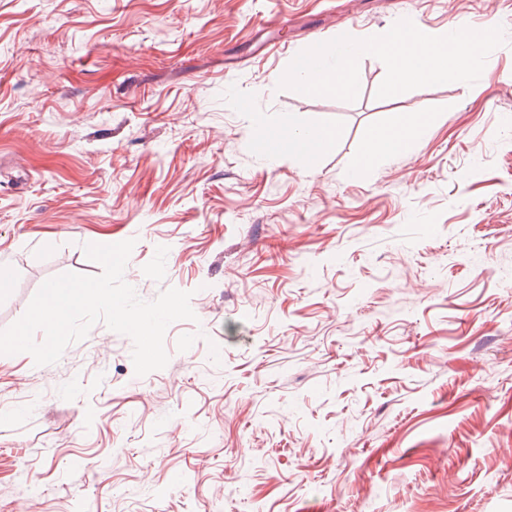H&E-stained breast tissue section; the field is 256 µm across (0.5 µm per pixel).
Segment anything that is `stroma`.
Returning a JSON list of instances; mask_svg holds the SVG:
<instances>
[{
  "label": "stroma",
  "instance_id": "stroma-1",
  "mask_svg": "<svg viewBox=\"0 0 512 512\" xmlns=\"http://www.w3.org/2000/svg\"><path fill=\"white\" fill-rule=\"evenodd\" d=\"M403 18L505 42L472 85L278 89ZM397 112L434 120L355 173ZM288 123L338 139L254 151ZM128 239L197 319L143 377L101 322L0 355V512H512V0H0V330ZM337 132L334 128L321 127L301 131L297 127L272 126L264 136L254 142V150L269 159L279 157L284 145H288V156L298 161H307L313 154L330 149L336 142Z\"/></svg>",
  "mask_w": 512,
  "mask_h": 512
}]
</instances>
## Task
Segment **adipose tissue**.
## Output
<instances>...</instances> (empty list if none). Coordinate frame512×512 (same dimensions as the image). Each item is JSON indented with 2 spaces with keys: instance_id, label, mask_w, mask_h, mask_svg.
<instances>
[{
  "instance_id": "adipose-tissue-1",
  "label": "adipose tissue",
  "mask_w": 512,
  "mask_h": 512,
  "mask_svg": "<svg viewBox=\"0 0 512 512\" xmlns=\"http://www.w3.org/2000/svg\"><path fill=\"white\" fill-rule=\"evenodd\" d=\"M432 120V115L428 113L397 114L388 125L369 134L361 155V165L367 166L381 157L406 151L418 132ZM336 139L337 132L330 127L302 131L292 125L273 126L255 141L254 149L272 160L285 151L294 159L304 162L313 154L330 149Z\"/></svg>"
}]
</instances>
